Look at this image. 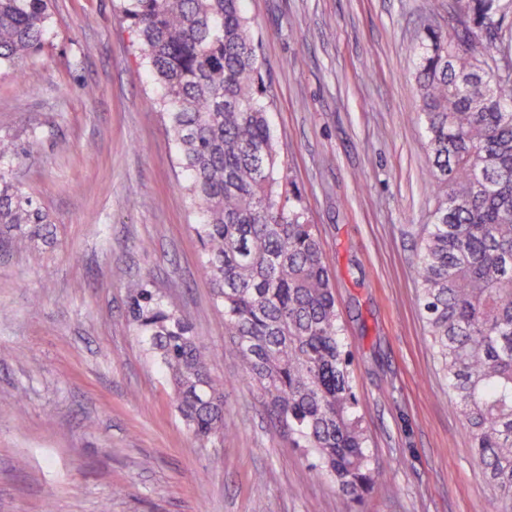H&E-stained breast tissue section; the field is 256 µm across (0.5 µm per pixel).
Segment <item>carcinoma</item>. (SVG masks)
I'll return each instance as SVG.
<instances>
[{
	"label": "carcinoma",
	"instance_id": "carcinoma-1",
	"mask_svg": "<svg viewBox=\"0 0 512 512\" xmlns=\"http://www.w3.org/2000/svg\"><path fill=\"white\" fill-rule=\"evenodd\" d=\"M242 0H124V18L166 94L169 132L199 214L203 271L224 330L272 414L353 500L374 480L323 249L300 207L278 200L262 63ZM470 27L418 33L420 120L437 204L417 255L431 347L485 481L512 512V33L501 0H454ZM49 0H0V68L38 50ZM495 30L488 43L486 28ZM50 223L0 177L10 246ZM130 314L195 436L224 434V384L188 321L144 281Z\"/></svg>",
	"mask_w": 512,
	"mask_h": 512
}]
</instances>
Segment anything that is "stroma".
Wrapping results in <instances>:
<instances>
[{
    "mask_svg": "<svg viewBox=\"0 0 512 512\" xmlns=\"http://www.w3.org/2000/svg\"><path fill=\"white\" fill-rule=\"evenodd\" d=\"M454 0H243L273 106L281 197L299 194L331 272L357 414L378 472L362 503L265 406L202 273L199 216L164 90L122 0H51L41 49L0 69V174L43 236L0 249V512H490L418 300L436 205L416 34ZM143 279L215 351L233 432L199 442L138 336Z\"/></svg>",
    "mask_w": 512,
    "mask_h": 512,
    "instance_id": "obj_1",
    "label": "stroma"
}]
</instances>
